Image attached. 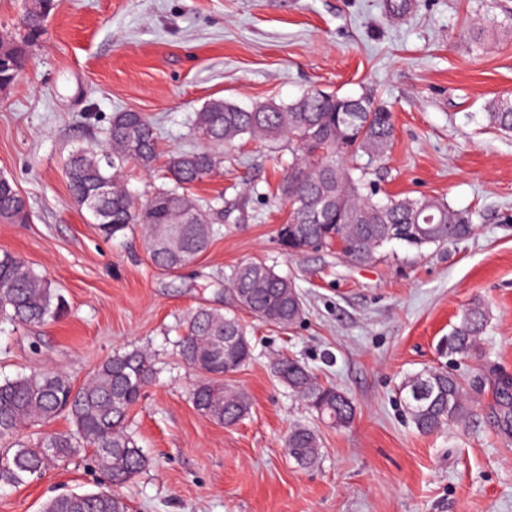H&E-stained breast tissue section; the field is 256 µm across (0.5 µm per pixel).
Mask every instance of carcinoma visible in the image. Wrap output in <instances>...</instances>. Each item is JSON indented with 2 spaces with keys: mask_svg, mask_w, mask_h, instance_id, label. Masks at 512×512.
I'll use <instances>...</instances> for the list:
<instances>
[{
  "mask_svg": "<svg viewBox=\"0 0 512 512\" xmlns=\"http://www.w3.org/2000/svg\"><path fill=\"white\" fill-rule=\"evenodd\" d=\"M54 0H34L23 9L18 33L0 40V55L11 68L1 72L16 80L24 72L31 47L46 30ZM488 121L512 131V100L491 104ZM193 125L208 149L159 151L153 123L141 112H115L100 148H82L68 162L70 189L77 205L107 239L134 226L142 228L153 265L175 272L193 263L209 247L213 225L224 223L220 200L202 201L190 187L220 172L223 158L213 148H229L239 140L288 144L292 159L277 187L288 206V223L277 230L279 245L289 254L312 247H331L338 239L355 265L368 264L391 243L422 251L431 245L469 238L475 230L469 213L434 197L378 199L365 181L366 166L382 161L393 144V116L369 95L343 97L314 89L289 103L242 108L214 98L194 113ZM367 158L366 165L356 160ZM133 164L146 173L163 168L170 185L136 202L120 185L121 173ZM27 200L13 181L0 176V222L27 224ZM235 305L279 329L294 325L303 301L294 281L261 261L244 262L228 277ZM66 302L49 278L26 261L0 256V313L14 323L43 324L59 319ZM489 320L479 302L461 314L446 339L451 357L467 358L476 349ZM245 326L232 312L200 307L184 324L180 354L202 373L191 393L196 409L211 420L231 426L246 417L248 397L224 388V372H235L253 356ZM278 380L303 399L322 420L340 427L355 415L350 399L332 385L320 383L292 357L273 365ZM155 368L142 349L117 352L102 361L77 386L67 374L45 369L0 382V484L18 486L40 477L49 467L92 449L98 469L109 484L97 491L72 492L50 499L43 512H130L119 489L141 473L148 458L127 428L130 409L152 382ZM400 397L415 428L429 434L467 418L461 377L439 369L406 377ZM64 415L65 432H42ZM24 427H35L25 441ZM286 447L298 465L317 466L323 456L317 431L304 424L288 432Z\"/></svg>",
  "mask_w": 512,
  "mask_h": 512,
  "instance_id": "cac0c4a2",
  "label": "carcinoma"
}]
</instances>
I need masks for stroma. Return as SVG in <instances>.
<instances>
[{"instance_id":"35a3bbf8","label":"stroma","mask_w":512,"mask_h":512,"mask_svg":"<svg viewBox=\"0 0 512 512\" xmlns=\"http://www.w3.org/2000/svg\"><path fill=\"white\" fill-rule=\"evenodd\" d=\"M383 0H57L25 74L0 91V174L32 212L0 223V254L61 288L59 321L0 320V380L57 368L75 384L113 353L147 350L155 378L129 430L147 467L122 490L130 512H512V132L489 103L512 98V0H416L386 17ZM374 96L394 115L395 141L368 176L380 195L438 197L468 212V239L393 252L355 266L336 252L284 254L288 209L274 195L291 155L243 141L221 174L199 184L224 200L208 250L158 270L140 229L103 239L73 201L66 159L101 146L112 113H144L163 151L205 148L192 118L208 100L288 103L311 88ZM258 259L291 278L305 315L280 330L242 320L253 359L226 377L251 409L233 426L190 399L201 378L179 353L181 324L228 308L227 276ZM489 322L478 352L450 359L439 342L473 302ZM293 356L356 406L347 426L318 421L272 371ZM461 375L469 415L423 435L399 397L425 369ZM315 426L323 457L303 468L285 440ZM91 451L38 480L0 487V512H41L51 497L105 485Z\"/></svg>"}]
</instances>
